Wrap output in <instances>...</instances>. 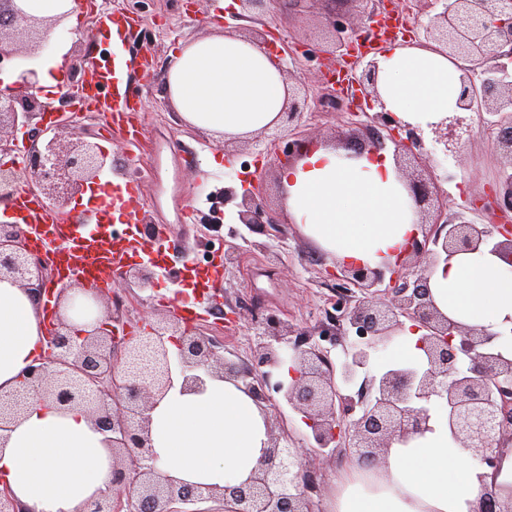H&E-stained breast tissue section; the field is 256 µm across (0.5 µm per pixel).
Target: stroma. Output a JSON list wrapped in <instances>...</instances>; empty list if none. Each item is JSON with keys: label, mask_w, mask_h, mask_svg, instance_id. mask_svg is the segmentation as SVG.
<instances>
[{"label": "stroma", "mask_w": 512, "mask_h": 512, "mask_svg": "<svg viewBox=\"0 0 512 512\" xmlns=\"http://www.w3.org/2000/svg\"><path fill=\"white\" fill-rule=\"evenodd\" d=\"M98 8L115 12L130 23L135 36L124 54L133 62L129 82L141 100L139 126L150 152L110 137L104 122L83 120L71 108L73 82L56 92L39 94V101L57 115L69 117L70 130L84 140L102 146L111 157L148 171L154 195L148 213L156 224L166 225L167 263L158 270L157 291L136 293L133 299L140 317L167 312V302L181 289L177 274L185 259L204 265L213 255L234 244L240 253L263 256L272 273L257 281L246 280L240 268L223 272L216 297L196 299L198 323L209 335L224 342L227 358L250 362L259 341L257 321L274 315L294 327L307 330L332 313L338 282L325 255L298 225L288 221L282 205L280 161L254 144L237 142L225 151L223 138L186 124L168 99L166 78L171 52L179 44L211 34L210 24L235 26L243 35L265 34L280 58L292 89L307 93L303 115L296 125L301 140L333 143L361 132L367 117L350 112V96L324 97L328 55L337 37L353 44L373 42L376 31L369 20L378 8L397 10L405 29L427 22L439 12L437 0H280L277 7L262 6L247 17H233L220 8L219 0H96ZM344 25L336 34L334 21ZM311 58H304L303 49ZM500 158L494 141L488 140L479 121L464 134L458 156L440 159L436 174L439 194L450 213H465L483 198L498 175ZM261 178L262 202L279 224L278 233L262 235L240 224L235 202L224 199V190L239 187L242 179ZM236 311V322L225 312Z\"/></svg>", "instance_id": "1"}]
</instances>
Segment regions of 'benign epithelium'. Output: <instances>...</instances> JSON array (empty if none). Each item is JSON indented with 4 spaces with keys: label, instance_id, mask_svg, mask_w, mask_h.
Here are the masks:
<instances>
[{
    "label": "benign epithelium",
    "instance_id": "benign-epithelium-1",
    "mask_svg": "<svg viewBox=\"0 0 512 512\" xmlns=\"http://www.w3.org/2000/svg\"><path fill=\"white\" fill-rule=\"evenodd\" d=\"M20 0H0V62L35 54L44 45L47 27L64 16L40 17L25 11ZM441 10L421 26L416 45L457 57L467 65L459 106L498 129L496 144L512 168V0H441ZM28 51L18 50V42ZM15 81L0 91V130L15 128L45 111L37 99L39 73L15 65ZM348 82L358 99L372 109L378 103L376 60L361 56L350 68ZM23 112H18L17 105ZM372 120L384 126L387 137L370 146L347 143L360 155L395 145V161L410 156L424 166L425 175L405 176L418 217V231L407 245L378 267L336 264L332 276L344 282L340 315L330 327L322 324L301 333L276 316L260 323L253 363L244 365L220 353L223 344L177 317L146 320L124 330L121 318L104 308L90 329H76L59 314L61 301L84 297L81 312L102 304V289L76 277H60L55 253L32 251L20 224H0V276L28 291L47 315L46 349L21 377V389L0 394V431L10 428L32 400L50 402L61 411L79 407L97 431L106 435L112 450V490L91 501L88 512H320L324 483L306 470L307 457L331 460L357 457L371 466L395 442L428 430L429 405L437 400L448 408V430L455 442L471 450L479 461L499 470L502 449L512 444V359L489 346L482 337L448 319L433 304L429 272L455 254L476 251L481 244L512 263V173L495 182L473 210L492 215L493 223L477 225L462 215L448 218L438 199L437 178L431 174L430 153L418 128L407 126V137L390 113ZM62 127L43 143L33 141L28 167L19 172L0 169V199L14 193L20 175L44 199L68 207L96 183L107 154L95 143L62 140ZM434 142L443 153L459 152L470 124L462 117L431 126ZM305 142L290 140L288 127L269 137L267 150L289 157L301 153ZM260 184L247 180L242 193L224 188V201L240 198L238 218L250 229L266 232L275 221L260 200ZM124 288H157L152 266L135 263L121 271ZM421 333L419 364H390L373 369L376 354L404 332L406 323ZM314 336L344 342V357L331 358V349ZM176 354H171L167 343ZM289 366L291 380L281 377ZM197 391L205 377L233 381L257 403L265 405L278 429H269V448L250 478L222 488L179 482L162 476L149 435V413L156 400L173 386ZM358 387L357 396L347 394ZM299 414L308 432L298 438L284 427L282 407ZM0 512H28L8 487L0 488ZM472 512H512V498L503 500L495 487H486Z\"/></svg>",
    "mask_w": 512,
    "mask_h": 512
}]
</instances>
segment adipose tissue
Returning a JSON list of instances; mask_svg holds the SVG:
<instances>
[{"label":"adipose tissue","instance_id":"obj_1","mask_svg":"<svg viewBox=\"0 0 512 512\" xmlns=\"http://www.w3.org/2000/svg\"><path fill=\"white\" fill-rule=\"evenodd\" d=\"M38 16H62L50 27V55L40 84L54 91L77 24L75 0H29ZM377 89L385 111L420 129L458 113L461 72L443 54L394 46L376 57ZM170 103L190 125L227 137L276 126L290 86L277 56L238 33H216L181 44L167 73ZM283 206L293 223L329 260L376 265L379 252L405 245L414 231V203L391 154L354 157L313 142L305 156L279 170ZM435 306L451 319L492 335L493 348L512 356V263L488 247L454 256L429 277ZM45 345L33 299L0 279V392L18 388ZM429 429L393 444L381 464L343 462L329 512H473L486 484L512 489V448L499 471L479 465L448 433L445 405L429 407ZM160 472L178 481L224 486L251 476L267 446L262 406L233 381L212 377L203 390L172 389L150 413ZM0 481L30 512H87L112 485V457L104 437L81 410L59 412L31 402L0 436Z\"/></svg>","mask_w":512,"mask_h":512}]
</instances>
